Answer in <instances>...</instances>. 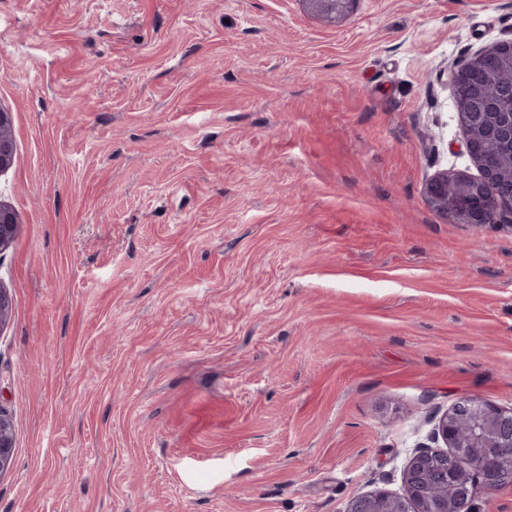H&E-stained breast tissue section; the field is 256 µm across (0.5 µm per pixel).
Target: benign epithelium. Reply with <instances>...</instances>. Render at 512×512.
Listing matches in <instances>:
<instances>
[{"label": "benign epithelium", "mask_w": 512, "mask_h": 512, "mask_svg": "<svg viewBox=\"0 0 512 512\" xmlns=\"http://www.w3.org/2000/svg\"><path fill=\"white\" fill-rule=\"evenodd\" d=\"M311 8L332 17L348 13L354 0H308ZM497 52L512 60V39L481 49L448 70L453 90L462 87L469 94L461 99L459 122L464 130V146L476 166H481L472 151L478 138L509 139L512 142V113L508 125L498 124L496 113L484 111L473 77L483 67V58ZM15 157V142L10 113L0 107V173L9 169ZM463 173L438 172L429 177L423 195L429 207L443 221H453L456 213L448 209V181L464 179ZM17 229L14 211L0 203V255L12 245ZM434 441L444 448L421 447L409 458L403 473L405 495L393 496L375 491L354 496L346 512H482L474 504L477 489L490 495L512 487V470L500 465L512 459V407L504 408L472 397L459 398L443 415L432 432ZM14 448L10 416L0 409V473L12 463ZM465 448L479 457L473 485L460 484L453 500L439 498L434 488L448 478V465L456 464L458 449Z\"/></svg>", "instance_id": "obj_1"}]
</instances>
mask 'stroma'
<instances>
[{"mask_svg": "<svg viewBox=\"0 0 512 512\" xmlns=\"http://www.w3.org/2000/svg\"><path fill=\"white\" fill-rule=\"evenodd\" d=\"M512 0H0V512H345L460 397L512 407V226L445 67ZM15 157V142L10 112L0 107V173L9 169ZM476 148L491 164L495 175L492 179L479 176L468 178L463 173H448V170L435 173L429 177L423 187V195L429 207L444 222L456 218L454 211L448 210V195L455 203L454 209L466 210L472 202L473 192L478 191L485 196L507 201L512 198L506 195L509 186L512 187V148L503 147L494 141H476ZM468 178V179H465ZM465 179L464 182L452 183L449 180ZM17 229V219L14 211L0 203V255L12 245ZM14 446L13 427L10 416L0 408V475L12 463Z\"/></svg>", "mask_w": 512, "mask_h": 512, "instance_id": "obj_1", "label": "stroma"}]
</instances>
